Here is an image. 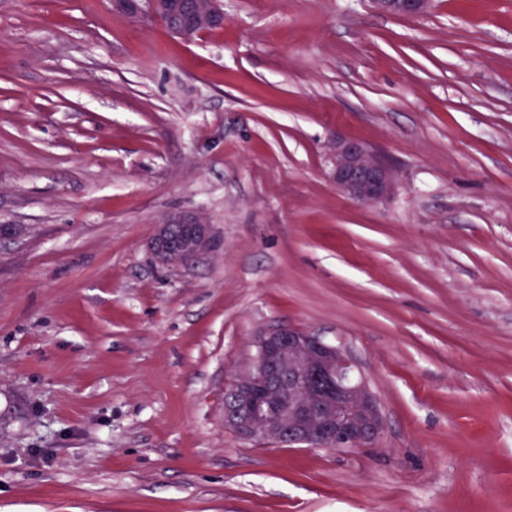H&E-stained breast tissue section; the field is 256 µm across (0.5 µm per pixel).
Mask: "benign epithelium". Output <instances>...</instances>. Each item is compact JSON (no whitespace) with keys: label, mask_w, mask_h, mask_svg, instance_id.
<instances>
[{"label":"benign epithelium","mask_w":512,"mask_h":512,"mask_svg":"<svg viewBox=\"0 0 512 512\" xmlns=\"http://www.w3.org/2000/svg\"><path fill=\"white\" fill-rule=\"evenodd\" d=\"M137 21L167 17L165 0H109ZM400 17L424 15L432 0H370ZM224 23L223 0H192L171 32L187 43ZM328 174L336 189L366 205L394 189L390 167L364 143L336 137L326 146ZM215 246L213 226L199 212H175L157 224L150 250L156 264L176 271ZM251 369L224 394V420L242 437L315 448L365 447L384 431L380 402L341 348L299 328L278 325L256 334Z\"/></svg>","instance_id":"1"}]
</instances>
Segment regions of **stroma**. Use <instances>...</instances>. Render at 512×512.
<instances>
[{"mask_svg": "<svg viewBox=\"0 0 512 512\" xmlns=\"http://www.w3.org/2000/svg\"><path fill=\"white\" fill-rule=\"evenodd\" d=\"M392 195L327 175L334 135ZM199 211L217 248L150 242ZM0 512H512V0H224L188 44L0 0ZM356 361L357 449L238 435L252 339ZM379 11L400 17H419L424 15L432 0H370ZM328 174L336 189L349 199L366 205L386 200L394 189L390 167L364 143L336 137L326 146ZM214 246L213 226L202 213L175 212L157 224L150 250L156 264L176 271Z\"/></svg>", "mask_w": 512, "mask_h": 512, "instance_id": "35a3bbf8", "label": "stroma"}]
</instances>
